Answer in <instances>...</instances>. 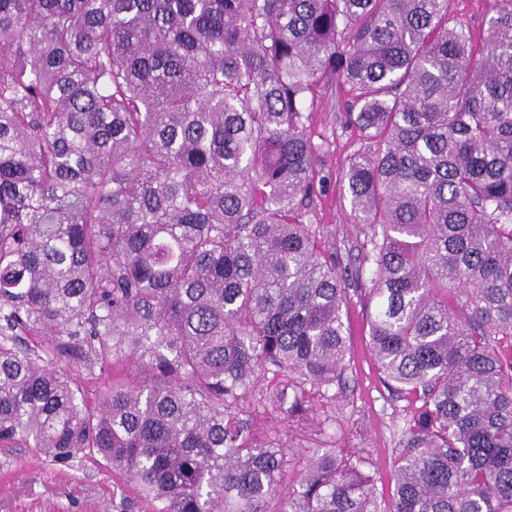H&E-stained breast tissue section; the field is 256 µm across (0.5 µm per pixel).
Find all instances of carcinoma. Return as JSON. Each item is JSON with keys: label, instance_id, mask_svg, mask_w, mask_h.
Listing matches in <instances>:
<instances>
[{"label": "carcinoma", "instance_id": "obj_1", "mask_svg": "<svg viewBox=\"0 0 512 512\" xmlns=\"http://www.w3.org/2000/svg\"><path fill=\"white\" fill-rule=\"evenodd\" d=\"M450 2L0 0V448L148 512H512V0L477 49ZM330 79L371 349L420 402L388 499L336 447L349 283L305 223ZM74 366L124 378L91 405ZM349 98L347 86H326L315 102L309 127L312 141L321 148L325 171L336 175L364 144L360 131L346 117Z\"/></svg>", "mask_w": 512, "mask_h": 512}]
</instances>
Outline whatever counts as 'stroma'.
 Segmentation results:
<instances>
[{"label": "stroma", "mask_w": 512, "mask_h": 512, "mask_svg": "<svg viewBox=\"0 0 512 512\" xmlns=\"http://www.w3.org/2000/svg\"><path fill=\"white\" fill-rule=\"evenodd\" d=\"M347 87L333 84L316 100L309 132L321 148L326 170L336 172L363 145L360 131L349 123ZM323 249L335 250L342 265H364L371 244L353 222L337 185L318 194L306 217ZM351 396L336 416V442L344 448H365L382 477L379 494L391 495L397 431L417 404L390 396L369 347L365 306L352 296L347 308ZM136 491L111 468L78 457L59 464L29 448H0V512H143Z\"/></svg>", "instance_id": "35a3bbf8"}]
</instances>
